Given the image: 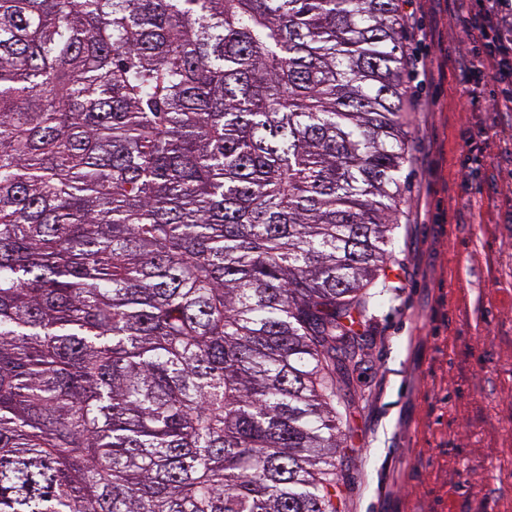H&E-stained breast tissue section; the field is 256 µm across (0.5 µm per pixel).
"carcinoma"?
<instances>
[{
    "instance_id": "1",
    "label": "carcinoma",
    "mask_w": 512,
    "mask_h": 512,
    "mask_svg": "<svg viewBox=\"0 0 512 512\" xmlns=\"http://www.w3.org/2000/svg\"><path fill=\"white\" fill-rule=\"evenodd\" d=\"M402 2L0 0V512H336Z\"/></svg>"
}]
</instances>
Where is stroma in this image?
<instances>
[{"label":"stroma","mask_w":512,"mask_h":512,"mask_svg":"<svg viewBox=\"0 0 512 512\" xmlns=\"http://www.w3.org/2000/svg\"><path fill=\"white\" fill-rule=\"evenodd\" d=\"M474 0H404L411 159L386 287L341 393L337 512H512V112Z\"/></svg>","instance_id":"obj_1"}]
</instances>
